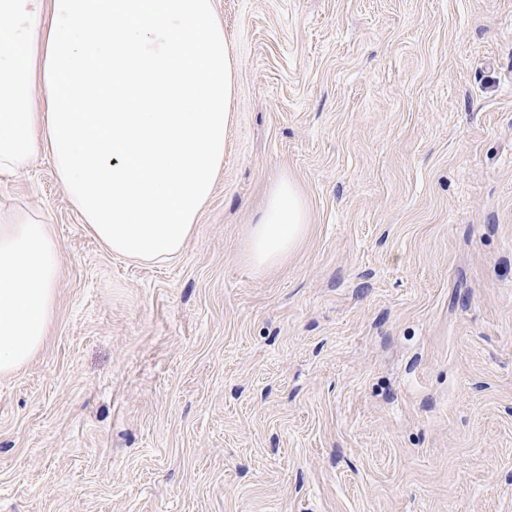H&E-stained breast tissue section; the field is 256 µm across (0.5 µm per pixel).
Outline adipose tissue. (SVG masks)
Instances as JSON below:
<instances>
[{
    "mask_svg": "<svg viewBox=\"0 0 512 512\" xmlns=\"http://www.w3.org/2000/svg\"><path fill=\"white\" fill-rule=\"evenodd\" d=\"M235 71L214 0H0V171L48 155L112 254L174 260L224 169ZM309 222L297 182L269 185L247 261L281 264ZM62 271L51 226L0 209V375L43 345Z\"/></svg>",
    "mask_w": 512,
    "mask_h": 512,
    "instance_id": "1",
    "label": "adipose tissue"
}]
</instances>
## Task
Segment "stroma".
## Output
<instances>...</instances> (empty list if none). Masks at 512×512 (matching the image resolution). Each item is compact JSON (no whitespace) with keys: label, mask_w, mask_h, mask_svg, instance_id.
<instances>
[{"label":"stroma","mask_w":512,"mask_h":512,"mask_svg":"<svg viewBox=\"0 0 512 512\" xmlns=\"http://www.w3.org/2000/svg\"><path fill=\"white\" fill-rule=\"evenodd\" d=\"M215 7L234 121L177 259L104 248L48 157L0 173L64 255L0 512H512V0ZM283 176L311 224L259 274Z\"/></svg>","instance_id":"1"}]
</instances>
